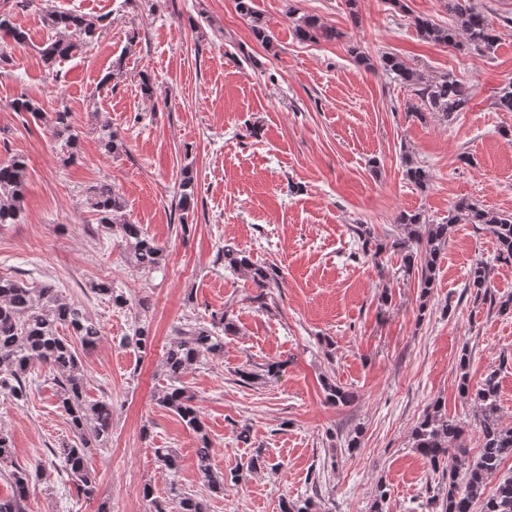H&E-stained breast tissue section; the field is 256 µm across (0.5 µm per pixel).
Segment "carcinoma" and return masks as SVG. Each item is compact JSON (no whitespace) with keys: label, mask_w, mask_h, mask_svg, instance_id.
I'll list each match as a JSON object with an SVG mask.
<instances>
[{"label":"carcinoma","mask_w":512,"mask_h":512,"mask_svg":"<svg viewBox=\"0 0 512 512\" xmlns=\"http://www.w3.org/2000/svg\"><path fill=\"white\" fill-rule=\"evenodd\" d=\"M253 0H236V9L252 22L256 39L270 45L260 16L252 7ZM451 24L441 27L429 19L415 16L412 25L424 40L459 50L467 49L479 53L491 50L498 36L492 21L477 7L475 0H448ZM46 23L55 32V38L45 43L41 50L48 64L61 62L73 56L101 35V20L69 11H53L47 14ZM294 34L301 41L318 38L334 39L336 31L321 23L315 16H303L295 20ZM10 39L14 45L28 42L27 33L14 25L8 15L0 14V39ZM383 73L394 76L402 85L412 89L421 102L414 107L418 115L423 111L441 112L453 120L454 115L464 111L472 98L471 87L453 76L439 81L424 80L398 55L387 53L379 58ZM11 108L25 112L35 120L45 119L39 103L28 97L15 99ZM47 120V119H45ZM51 137L68 149L69 158H75L74 148L80 132L74 129L67 108L58 109L47 120ZM101 144L107 150L118 148V134L111 124L104 123L96 129ZM27 163L24 157L16 156L0 164V226L17 224L23 213L25 196V174ZM404 176L416 187L423 189L429 174L421 164L405 158ZM86 203L96 215L106 235L116 239L124 248L130 263L137 269L152 273L160 269L165 247L150 237L141 225L132 222L126 213L125 200L112 189V184L99 182L86 189ZM195 186L186 176L180 183L177 208L181 212V229H186L189 213L194 211ZM475 224L489 234L495 244L494 260L512 263V215L489 211L470 198L458 199L448 212V219L441 223L428 224L419 212L400 213L397 223L404 226L408 237L417 242L420 250L421 275L418 287L426 297L434 288L435 271L442 251L448 244V231L458 223ZM216 260L260 288L276 281L273 267L251 260L246 252L226 244L219 248ZM491 267L484 261L471 266L465 290L471 291L476 304H489L498 313L512 314V295L498 296L492 291ZM93 293L100 295L118 308L130 306L131 299L107 282L90 285ZM65 326L80 338L86 349L94 348L101 341L99 325L76 303L68 300L62 291L50 281L26 283L22 280L0 277V393L10 396L15 402L27 400L28 375L37 366H45L51 372L55 385L57 407L65 413L77 441L62 448L49 449L50 464L59 468L68 477L76 493L87 499L96 494V481L89 466V454L96 448L106 447L112 434V401L102 398L87 399L85 374L81 359L72 346L59 334ZM234 324L228 311L211 315L208 325L194 324L178 331L163 356V369L169 384L156 395V403L174 414L199 435L196 448L197 467L203 474L207 488L212 493L224 492V482L234 483L241 474L234 471L226 476L213 471L211 460L214 449L204 432L201 412L196 397L183 385L182 375L202 360L224 351V333L232 331ZM152 343L148 326L139 323L132 333L123 338V344L139 352L146 351ZM469 357L462 353L459 358L458 393L463 399L476 402L479 413L481 447L479 455L464 460L467 449L459 444L464 429L461 423L448 417L441 403L437 402L427 411L412 431L413 448L426 459L433 472L441 473L442 481L448 482L441 498L442 512H512V476L500 480L494 493L485 496L487 481L495 476L505 457L512 454V427L500 423L499 382L496 374L487 375L483 381L472 386L469 379ZM157 461L172 473L179 469L177 455L170 448L155 449ZM459 459V469L448 468L449 456ZM12 495L0 498V512H26L32 473L21 466L12 465L7 474ZM143 498L153 509L150 512H206L207 505L198 495L187 491L174 494L169 500L154 497L151 486L143 488ZM314 498L283 500L280 512H313Z\"/></svg>","instance_id":"cac0c4a2"}]
</instances>
